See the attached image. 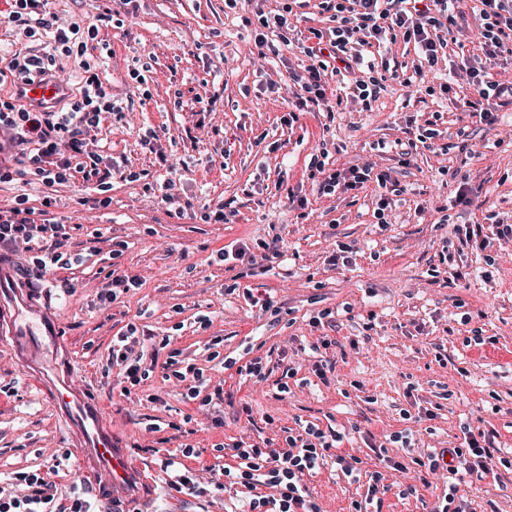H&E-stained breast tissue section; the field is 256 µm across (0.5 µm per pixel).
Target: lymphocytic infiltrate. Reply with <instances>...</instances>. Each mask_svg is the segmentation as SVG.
<instances>
[{
	"label": "lymphocytic infiltrate",
	"instance_id": "1",
	"mask_svg": "<svg viewBox=\"0 0 512 512\" xmlns=\"http://www.w3.org/2000/svg\"><path fill=\"white\" fill-rule=\"evenodd\" d=\"M0 10V26L15 28L20 36L36 42L39 49L21 54L0 50V83L11 81L15 86L56 76L58 57H83L90 40L96 39V27L81 29L76 23L60 22L48 10L49 0H5ZM465 0H320L323 11L332 15L334 25L312 29V45H304L289 36H281L273 53L297 50L309 59L303 73L294 75L296 89L288 101L291 111L308 112L327 105L326 89L332 76H339L346 88L349 103L370 108L382 89V76L367 53L373 45H384L388 39L403 38L412 43L428 66H436L440 52L448 46V25L463 15ZM479 24L475 30L481 50L480 57L460 56L449 64L447 82L441 92L452 90L453 81L466 84L470 94L460 101L462 107L481 122L497 121L496 109L504 98H512V82L496 78L495 69L504 54L512 55V0H478L474 12ZM336 67H329V60ZM81 90L72 98L67 111L52 108L29 109L15 99L0 98V183L22 178L39 180L51 186L69 182L73 174L84 178L105 179L111 170L101 169V154L93 147L91 136L102 114L112 113V95L100 78L97 66L82 64ZM328 150L312 157L310 169L323 173L324 193H348L375 183L381 192L379 210L391 205L388 196L392 178L389 171H375L373 166L327 169ZM27 194H19L9 208L0 207V243L9 245L14 253H27L37 270L47 272L70 265L62 252L61 224L36 220L28 205ZM137 328L128 325L126 332L112 341V359L124 364L122 396H131L147 381L152 368L131 358L137 344ZM170 337H163L161 347L168 355L162 365L167 377L186 383V396L210 405L211 397L202 396L207 380L202 369L183 365L180 350L171 348ZM463 448L450 449L452 459L447 471L453 480L433 512H462L456 506L458 485L464 480H483L497 466L489 446L480 444L475 431L464 428ZM340 433H326L313 426L301 432L286 433L281 447L268 448L258 444H221L219 452L230 455L229 464L210 468L209 484L215 491L241 486L250 491L247 512H321L304 481L323 465L333 444L341 442ZM55 485L49 474L17 473L10 487L0 486V512H94L89 500L75 498L69 506H56Z\"/></svg>",
	"mask_w": 512,
	"mask_h": 512
}]
</instances>
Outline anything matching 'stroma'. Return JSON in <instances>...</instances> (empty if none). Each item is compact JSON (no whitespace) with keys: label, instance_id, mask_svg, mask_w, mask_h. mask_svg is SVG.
Segmentation results:
<instances>
[{"label":"stroma","instance_id":"stroma-1","mask_svg":"<svg viewBox=\"0 0 512 512\" xmlns=\"http://www.w3.org/2000/svg\"><path fill=\"white\" fill-rule=\"evenodd\" d=\"M318 3L50 0L61 21L98 29L93 54L118 108L98 137L120 170L107 192L80 178L29 187L31 207L50 198L49 218L69 226L63 250L73 260L31 286L59 312L83 365L81 382L94 386L114 432L154 483L153 498L136 512H239L245 493L177 490L162 460L189 444L200 454L185 464L198 471L215 464L217 444L275 439L306 424L341 432L338 452L356 458L361 473L355 482L328 463L306 477L322 512H352L376 471L385 487L378 512H432L447 473L421 477L418 461L459 447L467 425L489 432L497 455L512 454V243L483 252L453 232L490 212L512 218V104L499 107L495 124L479 123L459 104L467 88L437 93L444 59L412 85L400 83L397 72L413 71L419 58L399 39L379 55L388 69L370 109L338 107L286 123L290 77L308 59L262 55L256 14L289 12L304 33L330 24ZM270 80L278 91L267 88ZM412 119L436 122L441 135L401 167L392 146L405 141ZM382 142L390 151L379 150ZM323 143L330 167L392 169L387 226L374 217L375 184L355 196L318 191L308 165ZM160 151L168 166H159ZM168 180L165 202L153 188ZM291 190L303 204L288 200ZM217 207L228 222H205V209ZM493 231L484 224L485 235ZM261 240L277 242L279 264L259 257L247 271L219 258L233 242ZM341 244L355 251L348 264H332ZM114 271L141 285L108 304L101 295ZM251 289L271 297L273 312L253 306ZM325 309L331 324L312 326ZM203 314L209 327L198 323ZM130 323L144 361L170 336L186 362L221 386L211 414L158 370L144 384L148 399L121 396L112 338ZM255 359L265 380L238 372ZM282 380L285 395L276 390ZM153 423L160 431H150ZM397 435L410 437V450L394 443ZM55 464L60 498L88 495L51 406L0 345V474ZM463 494L467 512H512V470L497 468Z\"/></svg>","mask_w":512,"mask_h":512}]
</instances>
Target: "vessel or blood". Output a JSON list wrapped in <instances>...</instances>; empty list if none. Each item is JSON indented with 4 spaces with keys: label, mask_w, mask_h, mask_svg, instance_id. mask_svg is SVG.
Instances as JSON below:
<instances>
[{
    "label": "vessel or blood",
    "mask_w": 512,
    "mask_h": 512,
    "mask_svg": "<svg viewBox=\"0 0 512 512\" xmlns=\"http://www.w3.org/2000/svg\"><path fill=\"white\" fill-rule=\"evenodd\" d=\"M67 87L48 81L30 87L27 104H50L67 96ZM7 261L0 260V337L23 365L27 377L51 404L67 430L71 451L83 463V478L98 498L113 500L133 483V463L114 437L105 408L93 389L76 387L80 366L58 314L38 302Z\"/></svg>",
    "instance_id": "vessel-or-blood-1"
}]
</instances>
